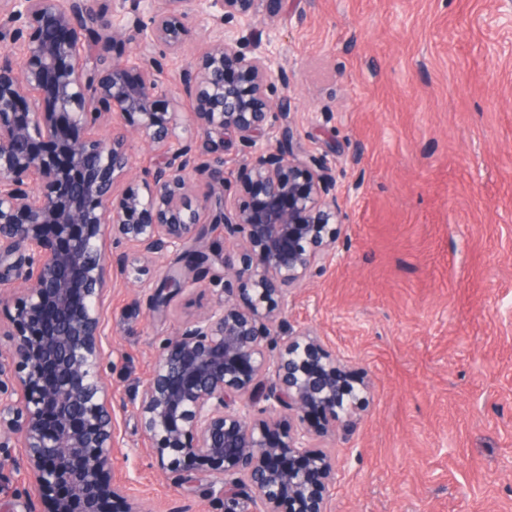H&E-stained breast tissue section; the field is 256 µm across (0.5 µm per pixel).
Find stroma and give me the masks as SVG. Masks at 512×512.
I'll list each match as a JSON object with an SVG mask.
<instances>
[{
  "instance_id": "1",
  "label": "stroma",
  "mask_w": 512,
  "mask_h": 512,
  "mask_svg": "<svg viewBox=\"0 0 512 512\" xmlns=\"http://www.w3.org/2000/svg\"><path fill=\"white\" fill-rule=\"evenodd\" d=\"M512 0H285L266 32L294 150L336 175L347 239L298 288L314 328L372 383L332 512H512ZM179 54L153 55L177 109L180 71L219 23L194 14ZM161 316L113 275L104 318L115 474L146 512H224L210 475L159 470L132 405L164 340L207 308Z\"/></svg>"
}]
</instances>
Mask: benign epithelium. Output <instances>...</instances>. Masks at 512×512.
Masks as SVG:
<instances>
[{
	"mask_svg": "<svg viewBox=\"0 0 512 512\" xmlns=\"http://www.w3.org/2000/svg\"><path fill=\"white\" fill-rule=\"evenodd\" d=\"M100 0H0V286L19 279L23 297L0 352V472L50 489L51 512H120L134 506L111 476L112 391L106 383L103 304L117 272L153 290L155 309L198 283L206 216L224 225L236 251L210 284L216 299L166 338L135 409L159 467L188 463L220 481L225 512H331L340 480L328 431L352 435L370 382L353 359L311 329L285 328L293 292L337 254L344 214L336 177L316 157L295 154L291 100L271 111L275 71L258 0H166L149 23L112 29ZM215 9L228 25L179 76L193 103L201 152L225 141L247 149V198L226 197L224 173L197 160L177 135L180 113L161 112L162 45L176 55L190 14ZM138 46L112 56L116 37ZM113 114L149 139L153 167L120 192L130 172L127 139L102 132ZM169 253L181 265L161 279L149 263Z\"/></svg>",
	"mask_w": 512,
	"mask_h": 512,
	"instance_id": "benign-epithelium-1",
	"label": "benign epithelium"
}]
</instances>
